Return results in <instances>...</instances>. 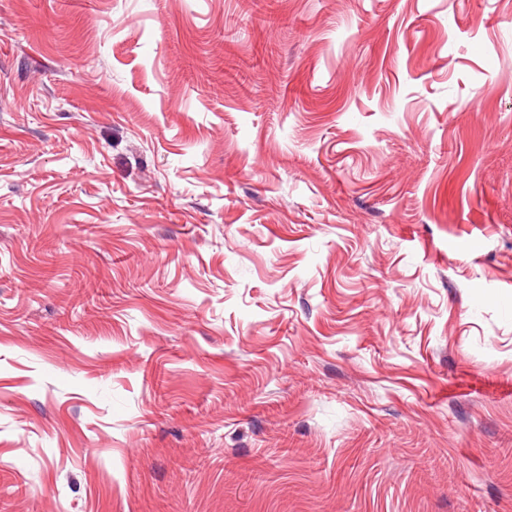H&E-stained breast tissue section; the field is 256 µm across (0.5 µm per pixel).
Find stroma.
<instances>
[{"label":"stroma","mask_w":512,"mask_h":512,"mask_svg":"<svg viewBox=\"0 0 512 512\" xmlns=\"http://www.w3.org/2000/svg\"><path fill=\"white\" fill-rule=\"evenodd\" d=\"M0 512H512V0H0Z\"/></svg>","instance_id":"stroma-1"}]
</instances>
